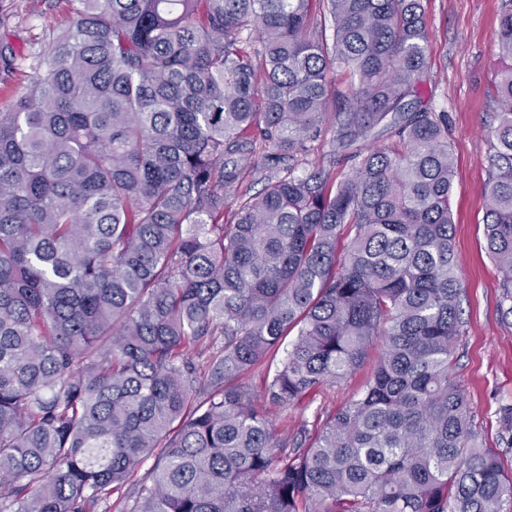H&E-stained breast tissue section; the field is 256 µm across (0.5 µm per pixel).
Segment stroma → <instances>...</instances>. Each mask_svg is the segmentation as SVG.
Instances as JSON below:
<instances>
[{"label": "stroma", "instance_id": "stroma-1", "mask_svg": "<svg viewBox=\"0 0 512 512\" xmlns=\"http://www.w3.org/2000/svg\"><path fill=\"white\" fill-rule=\"evenodd\" d=\"M430 32L428 73L422 85L436 109L448 114V141L456 158L451 196L454 244L464 288V321L452 373L476 414L480 439L512 466V325L502 320L501 275L484 245L486 160L494 123L488 96L500 60L496 32L502 0H424ZM72 22L66 0H0V44L20 54L13 70L0 69V112L10 90L31 83L29 56L52 32ZM371 364L341 385L287 406H270L276 433L311 426L362 389Z\"/></svg>", "mask_w": 512, "mask_h": 512}]
</instances>
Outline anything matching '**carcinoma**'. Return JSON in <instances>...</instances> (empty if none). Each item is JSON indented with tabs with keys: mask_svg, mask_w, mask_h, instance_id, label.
Returning a JSON list of instances; mask_svg holds the SVG:
<instances>
[{
	"mask_svg": "<svg viewBox=\"0 0 512 512\" xmlns=\"http://www.w3.org/2000/svg\"><path fill=\"white\" fill-rule=\"evenodd\" d=\"M67 2L0 112V512H91L129 481L127 512H512L451 374L455 162L420 89L422 0ZM496 41L484 233L507 319L512 0ZM328 127L350 173H296ZM292 333L281 406L381 346L308 440L241 381ZM218 336L200 377L189 347Z\"/></svg>",
	"mask_w": 512,
	"mask_h": 512,
	"instance_id": "cac0c4a2",
	"label": "carcinoma"
}]
</instances>
